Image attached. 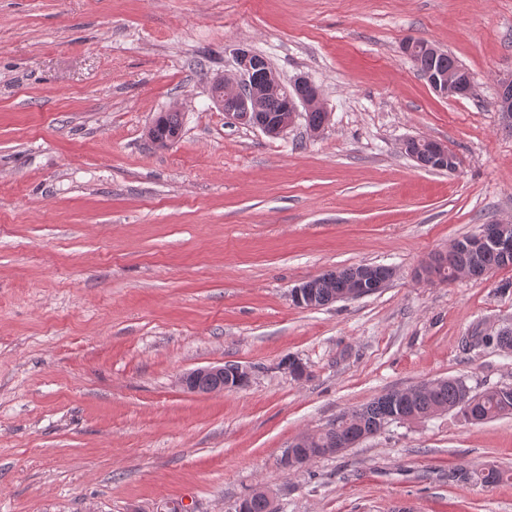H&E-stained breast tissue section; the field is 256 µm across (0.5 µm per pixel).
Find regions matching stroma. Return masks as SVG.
<instances>
[{
  "instance_id": "35a3bbf8",
  "label": "stroma",
  "mask_w": 512,
  "mask_h": 512,
  "mask_svg": "<svg viewBox=\"0 0 512 512\" xmlns=\"http://www.w3.org/2000/svg\"><path fill=\"white\" fill-rule=\"evenodd\" d=\"M446 50L473 89L438 96L400 51ZM304 76L328 111L283 136L225 118L235 50ZM512 0H0V512H512V413L391 424L284 468L297 437L391 390L512 387V267L417 271L512 220ZM181 112L166 149L147 132ZM457 159L419 167L402 141ZM361 264L382 290L317 309L290 291ZM299 360L294 378L282 365ZM237 364L233 391L180 376ZM460 247L456 245V242L454 241L453 244L448 249V252L439 254L436 257L431 258L428 262L425 263V265L421 269V275L423 278L427 280H432L434 278L438 277V270L441 267L450 266L453 262L454 257L458 253ZM446 268L443 280L445 281H451L454 280L457 277V270L454 266H451Z\"/></svg>"
}]
</instances>
